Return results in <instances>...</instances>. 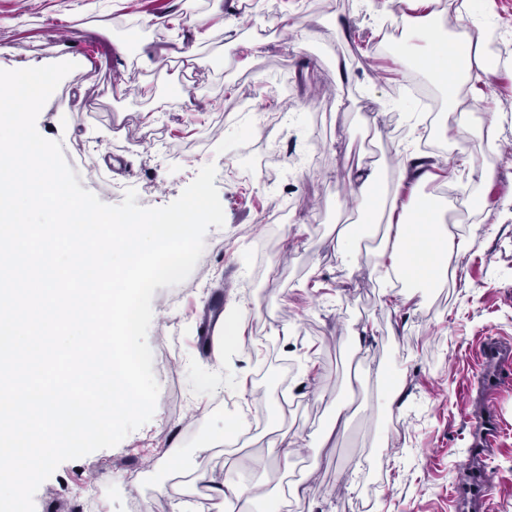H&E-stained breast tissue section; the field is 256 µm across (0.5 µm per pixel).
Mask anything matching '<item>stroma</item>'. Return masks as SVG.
<instances>
[{"label":"stroma","mask_w":512,"mask_h":512,"mask_svg":"<svg viewBox=\"0 0 512 512\" xmlns=\"http://www.w3.org/2000/svg\"><path fill=\"white\" fill-rule=\"evenodd\" d=\"M325 2L0 0V63L75 65L36 126L61 141L84 189L115 205L131 188L138 205L161 207L211 163L225 213L190 276L152 298L153 418L115 447L61 463L35 512H217L197 499V483L213 478L298 484L284 512H457L476 352L491 338L512 342V43L498 38L512 29V0H440L483 26L498 61L466 106L497 113V140L470 132L450 185L421 190H457L444 229L464 247L438 286L407 285L395 299L373 272L384 226L371 211L397 189L407 142L436 161L448 150L441 127L461 114L434 78L392 61L402 42L388 15L414 16L411 0H333L331 12ZM149 16L169 22L151 32ZM288 16L304 38L284 30ZM180 40L197 45L193 69L173 58L141 67L142 51ZM147 79L151 99L139 94ZM359 164L378 175L361 205L346 184ZM346 227L366 244L347 263L333 247ZM218 292L224 316L249 314L243 344L219 355L196 346ZM495 413L482 512H512V381ZM231 419L239 438L217 443ZM274 427L296 451L291 466L268 445Z\"/></svg>","instance_id":"1"}]
</instances>
